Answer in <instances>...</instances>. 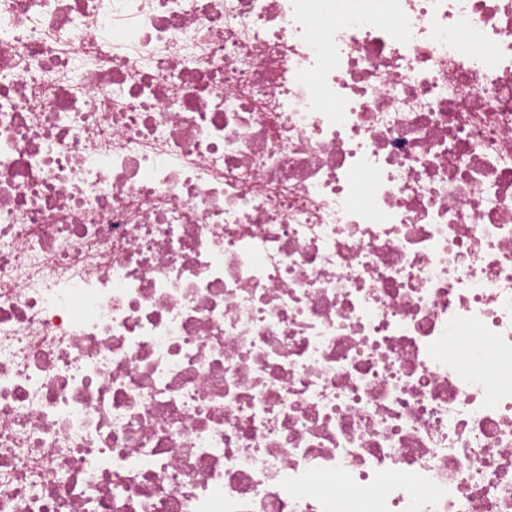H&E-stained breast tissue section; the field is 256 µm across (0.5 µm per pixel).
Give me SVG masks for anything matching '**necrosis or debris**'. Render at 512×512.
Returning a JSON list of instances; mask_svg holds the SVG:
<instances>
[{
	"mask_svg": "<svg viewBox=\"0 0 512 512\" xmlns=\"http://www.w3.org/2000/svg\"><path fill=\"white\" fill-rule=\"evenodd\" d=\"M0 512H512V0H0Z\"/></svg>",
	"mask_w": 512,
	"mask_h": 512,
	"instance_id": "necrosis-or-debris-1",
	"label": "necrosis or debris"
}]
</instances>
